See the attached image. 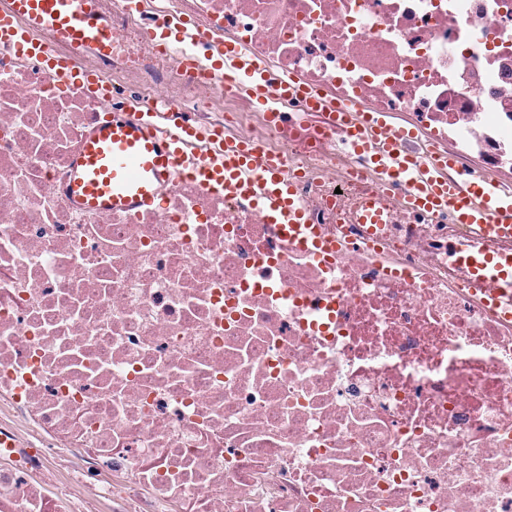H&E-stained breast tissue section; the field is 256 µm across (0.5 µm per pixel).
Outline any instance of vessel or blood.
<instances>
[{"mask_svg": "<svg viewBox=\"0 0 512 512\" xmlns=\"http://www.w3.org/2000/svg\"><path fill=\"white\" fill-rule=\"evenodd\" d=\"M10 3L9 11L0 10L1 46L28 56L55 71L65 82L83 87L94 96L111 97L112 86L105 77L87 73L76 60L58 56L51 46L33 36L36 30L50 29L67 45L110 48L112 28L94 12L92 0H10ZM205 71L224 72L232 84L261 107H267L276 93L300 100L308 111L321 108L315 94L289 80L271 82L255 60L232 48L212 56ZM169 118L168 133L160 135L149 112L126 121L104 117L94 135L85 142L76 163L70 182L73 198L91 210L153 204L157 183L168 180L183 165L184 145L195 134L188 113L173 112ZM336 118L350 130V148L380 170L382 181L406 184L405 200L411 211L445 214L452 223L464 225L482 236L512 239V195L502 193L495 182L470 174L448 177L446 171L451 161L445 156L422 159L404 153L399 143L405 139V132L386 133L382 118L361 116L346 107L337 110ZM223 141V155L194 167V174L207 183L216 180L234 187L243 170L259 167L265 202L280 222L287 224L289 237L299 244L331 251V244L318 230L305 224L294 198L293 182L284 174L281 157L262 158L256 146ZM456 260L469 271L475 283L483 286L488 307L511 318L512 252L461 251Z\"/></svg>", "mask_w": 512, "mask_h": 512, "instance_id": "1", "label": "vessel or blood"}]
</instances>
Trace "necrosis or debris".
Segmentation results:
<instances>
[{"mask_svg": "<svg viewBox=\"0 0 512 512\" xmlns=\"http://www.w3.org/2000/svg\"><path fill=\"white\" fill-rule=\"evenodd\" d=\"M115 105L189 112L187 153H282L320 253L256 194L179 176L90 211L65 191L104 103L0 48V512H512V319L459 225L382 188L337 105L512 189V0H95ZM315 90L266 120L150 26ZM382 223L365 224L367 207Z\"/></svg>", "mask_w": 512, "mask_h": 512, "instance_id": "1", "label": "necrosis or debris"}]
</instances>
